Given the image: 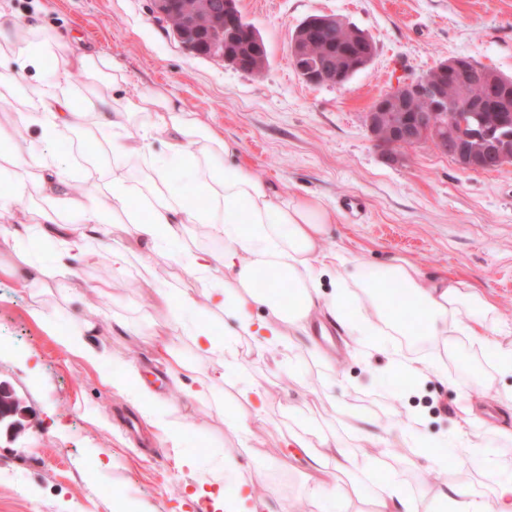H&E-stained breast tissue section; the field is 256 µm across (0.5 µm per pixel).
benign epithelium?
<instances>
[{
  "instance_id": "1",
  "label": "benign epithelium",
  "mask_w": 512,
  "mask_h": 512,
  "mask_svg": "<svg viewBox=\"0 0 512 512\" xmlns=\"http://www.w3.org/2000/svg\"><path fill=\"white\" fill-rule=\"evenodd\" d=\"M181 4L182 21L173 29L174 36L183 46L196 55L218 57L236 69L253 73L250 65L254 58L262 63L264 46L256 41L251 57L233 54L228 45L248 35L242 26L239 0H151L155 16L165 18L173 3ZM209 17V50L202 52L197 26L199 14ZM336 26V17L320 15L307 19L290 38V55L296 62L297 72L313 84H331L341 87L347 83L348 75L355 69L369 64L374 58L373 41L358 32L356 38L362 42L361 50L348 51L342 58L318 61L313 69L300 64V60L310 57L312 39L317 29ZM472 82L489 85L484 98L467 101L461 111L471 113L480 119L485 112L497 113V120L479 123L477 131L466 132L467 122L459 120L453 131L434 124V113L448 105V92ZM416 99H426L431 103L432 112H410L408 105ZM365 125L375 144L389 152L394 148L409 147L427 141L448 155L459 167L472 171H486L502 167L512 160V136L502 129L512 125V107L508 98L501 94V81L495 72L475 67L464 57H452L436 65L429 75L399 82L393 95L376 99L369 112L365 113ZM28 415L27 407L10 387L0 383V424L8 432L20 428V420Z\"/></svg>"
}]
</instances>
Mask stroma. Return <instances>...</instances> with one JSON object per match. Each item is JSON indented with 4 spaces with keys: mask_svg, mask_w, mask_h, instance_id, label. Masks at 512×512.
<instances>
[{
    "mask_svg": "<svg viewBox=\"0 0 512 512\" xmlns=\"http://www.w3.org/2000/svg\"><path fill=\"white\" fill-rule=\"evenodd\" d=\"M14 5L19 21L39 15L59 51L75 41L86 44L103 60L120 64L131 84L165 91L222 130L240 162L274 185L335 207L325 249L366 264L403 257L425 276L461 278L483 290L500 328L512 330V165L465 170L430 143L400 149L394 161L365 125L380 95L451 57L512 77V0H240L244 19L268 48L259 75L188 51L152 14L151 0ZM316 14L335 15L375 43L372 62L345 86L307 84L290 62L292 32ZM19 85L15 98L0 101V127L32 149L37 132L16 111L38 82L23 78ZM32 257L48 270L36 287L22 289L0 275V383L12 387L29 410L16 436L0 434V512H113L117 496L133 512H199L184 487L204 478L223 457L237 456L245 443L251 456L242 460L236 481L252 484L272 512L297 502L315 512L305 459L288 457L281 445L295 411L314 436L328 437L358 458H378L362 480L363 495L395 480L407 494L427 501L438 482L431 469L414 466L417 452L385 470L387 445H369L348 432L344 420L419 416L426 445L449 452L459 408L471 395L463 372H478L493 388L512 392V374L496 368L488 347L464 336L457 357L443 359L441 375L397 387L386 379V350L353 344L336 321L328 323L336 343L332 365L318 358L322 343L302 336L292 352L294 365L287 368L255 353L222 311L197 314L196 322L217 346H230L241 366L238 380L224 386L225 409L245 411L251 386L267 392L263 418L244 438L226 425L225 410L213 402L187 403L190 372L175 378L157 362V334L171 324L172 309L136 269L121 276L101 270L96 254L62 271L48 240ZM102 281L111 282V296L93 292V284ZM79 328L101 353L99 362L89 363L62 345V336ZM131 372L171 410L180 445L147 423L141 440L125 434L121 418L137 408L112 393L102 377ZM188 456L195 467L185 466ZM511 457L512 445L483 432L470 462L477 489L511 480L512 470L490 465ZM16 478L25 495L16 493Z\"/></svg>",
    "mask_w": 512,
    "mask_h": 512,
    "instance_id": "1",
    "label": "stroma"
}]
</instances>
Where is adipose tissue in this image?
Here are the masks:
<instances>
[{"label": "adipose tissue", "mask_w": 512, "mask_h": 512, "mask_svg": "<svg viewBox=\"0 0 512 512\" xmlns=\"http://www.w3.org/2000/svg\"><path fill=\"white\" fill-rule=\"evenodd\" d=\"M57 42L38 20L17 22L13 0H0V50L15 58L19 72L42 74L56 54ZM83 71L97 92L86 97L66 90L70 70ZM116 88L115 96L105 87ZM31 112L22 117L39 131L40 147L30 153L13 151L0 131V246L20 251L23 242L53 241L62 255L82 259L89 253L92 231L107 223L130 224L152 255H136L124 248L112 251L116 274L130 266L140 268L163 299L174 296L172 286L156 275V267L174 262L202 282L199 297L178 296L181 309L218 308L231 316L252 349L267 354L290 347L294 336L306 333L310 322L328 316L346 327L359 345L371 347L376 336H415L438 352H454L453 339L468 337L493 344L498 331L493 307L485 294L467 282L441 276L425 278L413 263L392 258L366 265L343 254L325 251L323 242L336 211L317 198H307L277 187L236 158L223 133L197 113L179 106L159 89L128 86L120 66L106 68L100 57L73 44L54 81L35 91ZM94 115L109 133L112 180L91 184L83 198L71 192L72 176L53 149L58 134ZM163 145L150 150L151 140ZM144 165V179L129 169ZM180 170L198 182L204 204L174 194L169 176ZM43 202V223L37 230H19L7 223L12 206L29 196ZM108 204H101V197ZM202 224L223 239L221 253L181 247L184 225ZM288 284V294L260 287L267 274ZM334 276L336 286L323 291V276ZM467 320H460L461 310ZM119 394L135 402L144 416L163 429L171 441L180 432L169 411L148 387L130 381L113 382ZM285 447L295 449L311 465L312 500L316 508L350 496L356 485L338 482V475L360 470L356 456L344 448H318L307 432L289 431ZM477 445L458 448L452 456L425 452L429 468L447 473L436 491L445 512H512V480L497 483L487 495L470 491L462 474ZM235 458L224 462L208 478L198 481L189 499L207 512H255V495L231 483Z\"/></svg>", "instance_id": "adipose-tissue-1"}]
</instances>
